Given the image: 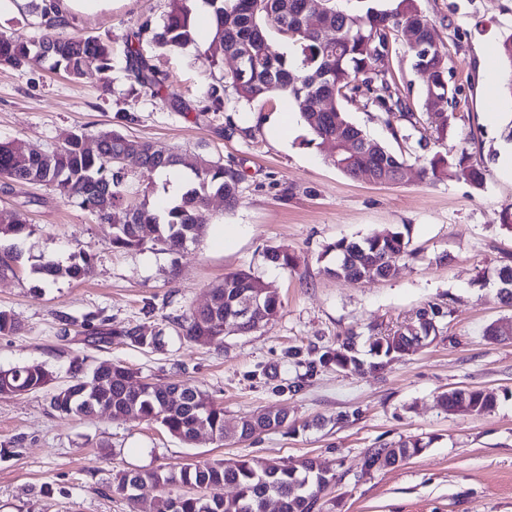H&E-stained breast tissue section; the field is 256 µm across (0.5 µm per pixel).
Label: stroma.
Segmentation results:
<instances>
[{"instance_id": "35a3bbf8", "label": "stroma", "mask_w": 512, "mask_h": 512, "mask_svg": "<svg viewBox=\"0 0 512 512\" xmlns=\"http://www.w3.org/2000/svg\"><path fill=\"white\" fill-rule=\"evenodd\" d=\"M435 38L448 54V79L459 104L447 139H438L423 106L427 78L411 64L405 42L389 54L402 93L413 105L424 146L394 138L400 118L346 104L349 119L373 139L405 153L396 184L375 185L345 175L311 144L305 125L294 137L270 130L287 97L245 104L232 86L224 109L205 111L208 86L232 68L210 66L194 49L145 54L167 75L162 94L134 92L122 55L144 19L162 24L170 0H112L94 14H69L67 34L110 44L115 67L103 78L75 82L43 67L0 66V141L58 147L71 132L93 136L112 129L189 155L222 160L242 174L234 209L213 199L202 237L173 254L145 244L114 248L108 225L57 190L0 181V210L23 213L32 232L18 245L16 274L0 278V311L21 325L0 334V368L46 364L57 384L69 381L73 357L90 364H124L162 384L190 382L224 406V438L201 433L191 446L159 424L134 418L72 417L49 406L47 393L0 399V512H152L159 488L144 484L136 506L109 482L120 470L176 468L190 459L256 458L292 462L319 458L336 482L322 495V512H512V338L492 341L489 326L512 325V305L500 300L496 275L512 265V230L501 225L512 205V172L503 166V129L512 123V95L486 81L483 56L496 54L512 34V0H419ZM188 111H173L166 95ZM130 113L134 122L123 123ZM466 144L473 165L487 166L483 187L464 172L429 182L420 160ZM407 226L411 256L392 258L388 277L356 283L330 276L329 244ZM90 246L94 272L84 281L43 284L40 258L67 262ZM288 253L284 267L269 249ZM244 270L276 288V321L225 337L222 347L180 338L174 322L204 305L226 274ZM438 307L439 337L385 368L339 370L320 356L353 333L359 342L408 324ZM104 319L110 343L91 342L85 317ZM140 325L161 332L163 345L140 349L122 336ZM470 387L496 392L497 407L460 415L437 404L440 394ZM272 408L285 412L280 429L239 439L242 417ZM409 437L427 448L401 465L365 471L368 449Z\"/></svg>"}]
</instances>
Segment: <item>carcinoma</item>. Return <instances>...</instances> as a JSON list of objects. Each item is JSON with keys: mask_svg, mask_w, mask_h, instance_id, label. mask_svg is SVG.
<instances>
[{"mask_svg": "<svg viewBox=\"0 0 512 512\" xmlns=\"http://www.w3.org/2000/svg\"><path fill=\"white\" fill-rule=\"evenodd\" d=\"M192 0H172V10L160 25L142 21L134 34L137 45H128L126 70L133 83L159 93L167 76L143 56L140 43L148 41L176 53L196 44L192 21ZM211 9L214 36L201 55L209 58L219 49L232 60L228 78L238 99L261 103L286 93L302 101L301 118L319 146L350 144L333 164L344 174L375 184L400 181L406 167L402 156L383 143L369 138L351 122L338 102L366 98V105L379 112L399 113L409 121L402 139L410 140L417 123L414 113L401 94L396 79L383 67L393 43L407 31L414 32L415 45L409 46L413 67L429 71L424 106L430 114L431 127L438 138L447 137L450 114L457 104L459 88L450 84L447 52L433 36L430 19L418 0H393L389 8L371 6L363 13L336 9L332 0H204ZM45 19L37 40L20 43L0 33V66L19 69L50 64L74 79L102 76L112 68V51L95 36H69L62 32L65 19L51 15L50 6H39ZM276 33L293 52L285 55L271 47L270 33ZM499 58L505 73V90L512 95V34L499 46ZM96 63L90 70V62ZM206 112L224 111V78L209 85ZM87 136L71 132L52 151L33 148L21 152L13 142H0V178L27 181L52 187L79 208L93 214L99 223L110 224L111 243L115 248L138 249L145 244L143 225L153 234L151 242L175 253L195 243L204 232L205 216L211 198L224 199V209L235 207L240 171L230 165L199 155H186L159 147L149 141L134 139L119 130L100 133L96 148L86 146ZM130 153L139 156L140 167L151 172L178 169L189 176L186 190L159 211L147 198L137 200L140 191L133 188V177L124 165ZM470 153L465 147L451 148L434 155L420 174L431 182L447 179L468 167L471 181L483 185L485 170L467 165ZM121 212L124 219L114 220ZM31 232V225L17 211H0V275L14 273L19 252L16 241ZM409 233L389 231L382 236L359 240L341 239L329 246L336 255L333 274L352 281L386 277L389 266L381 263L386 255L410 256ZM94 269L90 248L74 251L65 264L43 257L35 270L47 281L66 277L72 281L87 279ZM268 284L247 272L224 276L222 285L211 292L210 302L174 318L182 336L199 345L219 346L224 337L235 332L249 333L253 328L233 329L240 305L253 296H262L265 327L275 321L280 302L277 291H265ZM439 311L423 308L406 326L386 336H372L369 347L378 361L375 370L390 360L415 349L412 332L440 334L436 323ZM121 336L141 348L161 346V334H144L143 327L124 330ZM320 363H333L340 369H358L355 336L345 337L336 349L325 353ZM71 380L57 387L50 397V407L61 414L89 417L107 412L115 418L134 417L159 423L173 438L191 445L201 429L224 440V407L198 386L189 382L152 383L137 378L123 364L100 363L91 366L87 359L75 357L69 365ZM55 376L42 363L0 369V398L39 392L53 386ZM466 402L475 415L493 410L496 397L480 389H452L439 397L446 410ZM287 417L271 410L257 411L243 417L239 438L285 425ZM427 443L410 438L371 448L364 459V469L383 470L418 454ZM150 481L162 488L155 502V512H266L269 502L280 504L277 512H321L322 492L336 482V473L315 458L298 463L255 461L253 459L195 461L179 469L158 468L150 472L120 470L114 474L116 490L133 504L141 485ZM236 494L224 498V487Z\"/></svg>", "mask_w": 512, "mask_h": 512, "instance_id": "obj_1", "label": "carcinoma"}]
</instances>
